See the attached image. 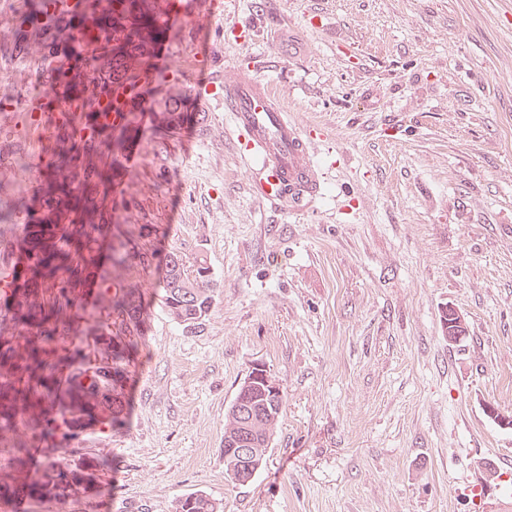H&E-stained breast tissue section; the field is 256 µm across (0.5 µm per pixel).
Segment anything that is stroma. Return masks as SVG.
Here are the masks:
<instances>
[{
	"label": "stroma",
	"instance_id": "35a3bbf8",
	"mask_svg": "<svg viewBox=\"0 0 512 512\" xmlns=\"http://www.w3.org/2000/svg\"><path fill=\"white\" fill-rule=\"evenodd\" d=\"M26 9L0 0V100L42 73L15 47ZM238 20L259 36L225 43L219 16L212 57L175 53L127 132L137 162L55 146L84 172L60 198L68 240L121 231L208 267L216 292L188 328L160 302L163 267L118 269L145 320L127 418L58 435L53 453L109 491L30 512H176L197 491L222 512H512V428L486 412L512 416V0H240ZM237 67L311 133L324 175L304 210L256 195L228 113L190 92L195 71ZM37 152L30 120L0 111V197L21 212L38 206ZM446 307L467 324L454 345ZM257 363L285 404L265 466L236 486L224 421Z\"/></svg>",
	"mask_w": 512,
	"mask_h": 512
}]
</instances>
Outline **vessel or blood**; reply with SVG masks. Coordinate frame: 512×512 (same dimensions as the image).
I'll return each mask as SVG.
<instances>
[{"instance_id":"1","label":"vessel or blood","mask_w":512,"mask_h":512,"mask_svg":"<svg viewBox=\"0 0 512 512\" xmlns=\"http://www.w3.org/2000/svg\"><path fill=\"white\" fill-rule=\"evenodd\" d=\"M236 13V0H192L190 15H182L159 7L154 10V26L161 32L179 31L190 48L200 55H212V23L218 12ZM172 60L170 53L154 54L152 68L140 73L136 85L117 80L113 91V125L143 119L151 111L149 96L157 76ZM191 92L200 105L211 111L230 113L240 138V148L260 164V196L265 200L287 201L294 209L310 203L320 187V168L314 161L306 131L290 120L279 96L253 70H235L230 78L216 80L206 70L198 71L191 81ZM48 96L36 105L33 128L40 135L37 167L53 168V144L73 140L70 120L78 112L83 94L55 95V83H48Z\"/></svg>"}]
</instances>
